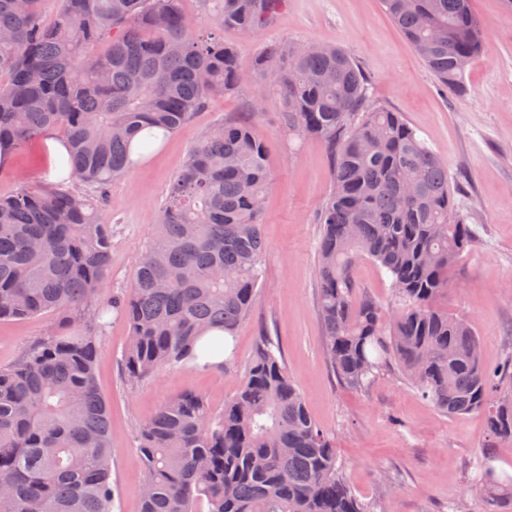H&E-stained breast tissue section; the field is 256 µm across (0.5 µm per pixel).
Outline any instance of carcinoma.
Segmentation results:
<instances>
[{"label": "carcinoma", "mask_w": 512, "mask_h": 512, "mask_svg": "<svg viewBox=\"0 0 512 512\" xmlns=\"http://www.w3.org/2000/svg\"><path fill=\"white\" fill-rule=\"evenodd\" d=\"M0 0V147L16 150L55 129L69 144L71 186L22 177L0 195V320L55 321L0 366V512H116L107 404L96 385L100 320L128 326L132 384L198 359L206 333L232 336L252 312L263 276L262 205L273 187L267 145L243 120L201 140L171 181L155 233L125 295L109 283L112 227L106 189L133 165L142 131H177L215 92L244 75L279 87L288 129L325 141L332 184L319 210L318 305L327 359L361 386L387 361L440 412H482L487 450L470 492L486 512L512 508V477L495 448L512 446V392L482 368L470 325L433 306L474 230L455 202L448 165L403 115L364 111L367 79L334 46L271 45L251 73L222 40L200 41L182 0ZM212 25L254 34L286 0H199ZM428 69L467 92L484 50L469 0H382ZM451 37L436 40L435 30ZM415 183L416 194L405 197ZM97 188L95 199L73 190ZM369 259L399 307L383 323L354 299L355 267ZM140 512H368L337 466L335 442L309 414L279 350L261 341L234 395L213 411L185 392L138 426Z\"/></svg>", "instance_id": "obj_1"}]
</instances>
